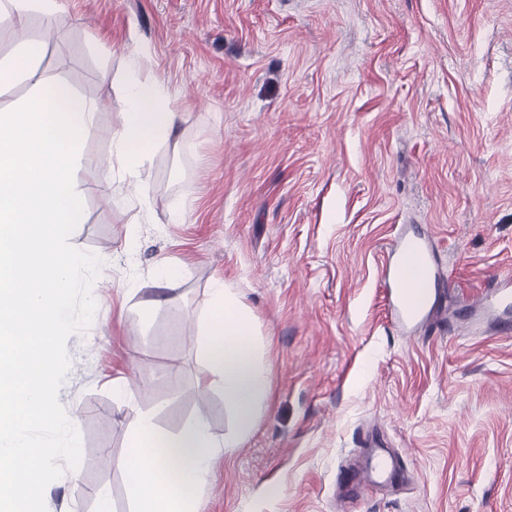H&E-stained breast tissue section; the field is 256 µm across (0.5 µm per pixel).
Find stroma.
<instances>
[{"instance_id": "1", "label": "stroma", "mask_w": 512, "mask_h": 512, "mask_svg": "<svg viewBox=\"0 0 512 512\" xmlns=\"http://www.w3.org/2000/svg\"><path fill=\"white\" fill-rule=\"evenodd\" d=\"M25 34L96 108L65 236L84 263L52 345L50 406L80 448L46 465L42 512H97L101 487L130 512L117 460L146 412L175 432L203 403L230 430L223 395L197 388L218 278L255 316L271 393L196 512H512V334L467 329L450 295L398 328L384 282L404 232L436 290L512 271V0H63ZM138 47L181 114L147 154L143 207L88 178ZM159 261L183 275L151 309ZM375 447L405 481L337 490Z\"/></svg>"}]
</instances>
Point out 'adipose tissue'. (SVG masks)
<instances>
[{
	"mask_svg": "<svg viewBox=\"0 0 512 512\" xmlns=\"http://www.w3.org/2000/svg\"><path fill=\"white\" fill-rule=\"evenodd\" d=\"M6 2L19 41L16 58L0 62V85L28 82L34 94L0 112V512H39L45 463L78 451L73 420L50 408L55 363L48 342L69 323L81 265L58 227L83 221L72 172L94 129V108L68 84L41 76L39 46L23 35L30 11L53 15L59 0ZM148 61L144 51H132L125 110L112 136V160L123 173L128 199L136 201L144 198L148 150L170 143L179 119L161 82L145 74ZM209 302L200 345L206 370L198 388L223 394L235 427L219 439L202 412L175 433L143 416L120 461L131 477L132 512H195L217 462L253 433L269 398L251 310L220 279L209 290ZM36 426L69 437L63 443L38 441L31 435Z\"/></svg>",
	"mask_w": 512,
	"mask_h": 512,
	"instance_id": "ef3b65f1",
	"label": "adipose tissue"
}]
</instances>
